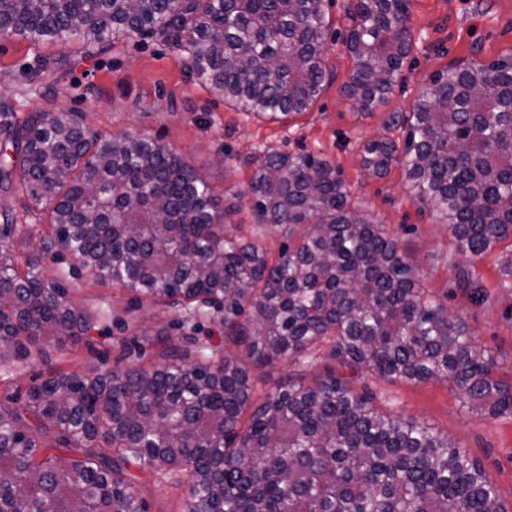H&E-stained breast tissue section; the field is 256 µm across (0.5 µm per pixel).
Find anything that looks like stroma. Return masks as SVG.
Instances as JSON below:
<instances>
[{"mask_svg": "<svg viewBox=\"0 0 512 512\" xmlns=\"http://www.w3.org/2000/svg\"><path fill=\"white\" fill-rule=\"evenodd\" d=\"M349 0H324L332 23L326 39V78L315 104L301 115L271 120L237 111L189 80L183 59L156 39L125 40L100 54L80 46L37 45L23 39L0 38V100L15 111L81 113L91 131L109 139L146 133L171 147L204 175L223 201L236 204L228 223L254 231L270 252H278L283 236L273 227L256 224L248 193L252 156L264 148L297 154L310 151L330 160L351 191V201L372 222L384 225L403 256L419 266L420 281L449 314L462 319L476 341L498 360V374L512 381V278L503 268L512 262V239L481 256L456 252L447 225L432 207L416 203L401 166L381 176L362 166V146L379 137L404 141L388 117L411 111L431 76L451 63L493 62L512 56V0H411L412 25L420 40L403 68L402 80L388 104L364 114L342 93L354 60L347 46ZM66 58L56 67L57 58ZM15 217L33 240L49 232L50 211L32 206L21 190L0 192V212ZM45 278L69 275L74 301L100 312L101 318L80 342L44 346L41 354L17 358L0 371V402L23 395L48 369L85 375L129 366L163 364L165 344L155 342L166 330L167 344L188 347L190 338L224 352L219 321L183 322L173 310L135 300L119 286L96 283L77 272L67 253L49 256L41 265ZM476 272L486 295L474 304L455 288L461 271ZM323 362L298 368L290 359L250 364L255 398L274 391L288 377L312 380ZM353 387L368 392L380 411L431 424L448 434L485 469L504 505L512 504V417L493 418L465 406L448 384L428 380L388 381L368 373L355 377ZM131 478L149 512H181L187 484H172L152 470L131 468Z\"/></svg>", "mask_w": 512, "mask_h": 512, "instance_id": "stroma-1", "label": "stroma"}]
</instances>
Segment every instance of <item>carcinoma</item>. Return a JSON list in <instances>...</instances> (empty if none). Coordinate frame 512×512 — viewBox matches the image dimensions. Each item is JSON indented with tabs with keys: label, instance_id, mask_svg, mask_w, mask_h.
<instances>
[{
	"label": "carcinoma",
	"instance_id": "carcinoma-1",
	"mask_svg": "<svg viewBox=\"0 0 512 512\" xmlns=\"http://www.w3.org/2000/svg\"><path fill=\"white\" fill-rule=\"evenodd\" d=\"M344 96L389 102L413 53L411 0H352ZM323 0H0V36L103 50L157 36L189 76L240 112L278 120L321 95ZM406 130L364 146L373 174L403 164L414 199L480 256L512 238V58L432 76ZM249 184L256 221L288 238L278 255L225 232L208 180L145 134L107 140L78 113L0 102V191L21 186L50 209L51 232L19 266L0 249V357L63 346L98 317L40 267L55 249L78 268L194 321L224 312L218 358L196 347L165 363L86 376L55 371L20 406L0 404V512H148L129 466L186 477L182 512H512L483 467L423 422L378 411L332 368L389 381L446 382L475 411L512 416V382L420 285L381 224L352 207L340 171L314 153L267 149ZM474 303L480 278L456 279ZM329 362L311 385L290 378L253 401L248 362ZM71 449L77 456L63 459Z\"/></svg>",
	"mask_w": 512,
	"mask_h": 512
}]
</instances>
